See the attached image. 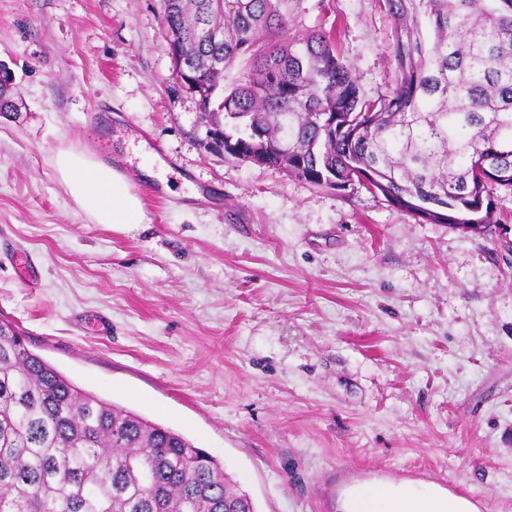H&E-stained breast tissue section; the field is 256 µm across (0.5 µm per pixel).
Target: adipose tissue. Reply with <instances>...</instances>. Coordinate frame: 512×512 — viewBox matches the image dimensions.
I'll use <instances>...</instances> for the list:
<instances>
[{
    "label": "adipose tissue",
    "instance_id": "ef3b65f1",
    "mask_svg": "<svg viewBox=\"0 0 512 512\" xmlns=\"http://www.w3.org/2000/svg\"><path fill=\"white\" fill-rule=\"evenodd\" d=\"M60 182L80 211L98 224H138L139 198L126 177L86 149L69 148L54 159ZM336 512H480L471 498L424 481L372 479L345 486Z\"/></svg>",
    "mask_w": 512,
    "mask_h": 512
}]
</instances>
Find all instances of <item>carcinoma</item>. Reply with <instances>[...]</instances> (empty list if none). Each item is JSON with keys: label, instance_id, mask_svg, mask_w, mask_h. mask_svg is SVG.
Masks as SVG:
<instances>
[{"label": "carcinoma", "instance_id": "cac0c4a2", "mask_svg": "<svg viewBox=\"0 0 512 512\" xmlns=\"http://www.w3.org/2000/svg\"><path fill=\"white\" fill-rule=\"evenodd\" d=\"M394 85L360 97L333 33L290 31L288 0H160L210 127L251 129L264 163L322 188L353 181L430 224H491L512 189V0H387ZM248 71L224 88V70ZM0 512H255L178 432L73 384L0 321Z\"/></svg>", "mask_w": 512, "mask_h": 512}]
</instances>
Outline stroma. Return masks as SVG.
Segmentation results:
<instances>
[{
    "instance_id": "stroma-1",
    "label": "stroma",
    "mask_w": 512,
    "mask_h": 512,
    "mask_svg": "<svg viewBox=\"0 0 512 512\" xmlns=\"http://www.w3.org/2000/svg\"><path fill=\"white\" fill-rule=\"evenodd\" d=\"M288 11L294 38L333 32L363 98L388 91L384 0ZM0 64V318L31 352L208 451L256 512H336L373 478L512 512V190L465 233L225 159L159 0H0ZM66 148L133 174L142 222L84 215Z\"/></svg>"
}]
</instances>
